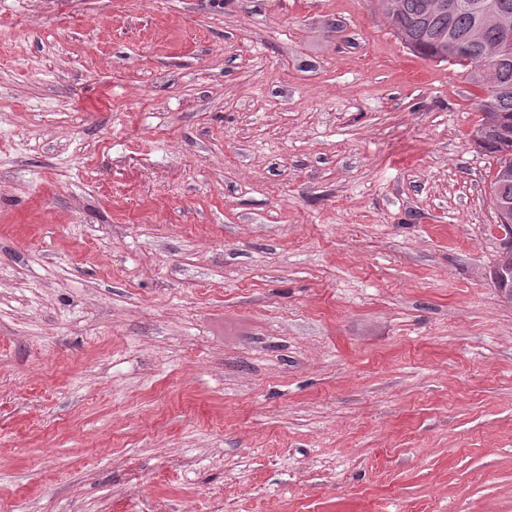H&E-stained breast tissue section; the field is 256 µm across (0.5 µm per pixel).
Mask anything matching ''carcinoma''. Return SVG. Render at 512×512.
I'll list each match as a JSON object with an SVG mask.
<instances>
[{"label":"carcinoma","mask_w":512,"mask_h":512,"mask_svg":"<svg viewBox=\"0 0 512 512\" xmlns=\"http://www.w3.org/2000/svg\"><path fill=\"white\" fill-rule=\"evenodd\" d=\"M398 41L414 55L459 66L479 94L472 138L496 160L490 203L512 223V35L488 18L508 17L512 0H380Z\"/></svg>","instance_id":"1"}]
</instances>
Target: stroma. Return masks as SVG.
I'll return each instance as SVG.
<instances>
[{
    "mask_svg": "<svg viewBox=\"0 0 512 512\" xmlns=\"http://www.w3.org/2000/svg\"><path fill=\"white\" fill-rule=\"evenodd\" d=\"M475 94L378 0H0V512H512Z\"/></svg>",
    "mask_w": 512,
    "mask_h": 512,
    "instance_id": "obj_1",
    "label": "stroma"
}]
</instances>
